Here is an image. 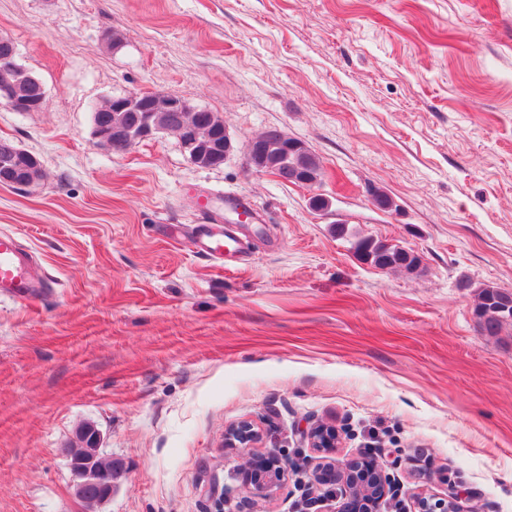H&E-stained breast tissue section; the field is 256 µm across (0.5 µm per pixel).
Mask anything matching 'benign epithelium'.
Listing matches in <instances>:
<instances>
[{
    "mask_svg": "<svg viewBox=\"0 0 512 512\" xmlns=\"http://www.w3.org/2000/svg\"><path fill=\"white\" fill-rule=\"evenodd\" d=\"M15 46L3 42L0 50V71L5 76L23 70L17 65ZM12 87L5 82L0 85V100L15 112H34L44 100L43 88L36 85L35 92L24 98L11 95ZM112 110L124 112L136 105L147 112V117L139 131L114 130L108 126L98 125L94 129L96 143L110 151L124 152L136 143L165 132L164 125L169 112H185L194 115L200 108L187 99L174 94L128 93L114 96L109 102ZM183 139L181 144L194 158L213 161L215 155L209 153L202 145L201 130L188 122L181 128ZM4 152L17 153L24 162L17 166H6L0 169V185L27 187L34 184L33 169L38 167V159L27 150L17 145H4ZM247 168L255 173L277 172V166L269 158V150L265 146V138L259 134L250 139L244 149ZM258 439V433L249 422H243L231 429L224 436L226 448H249ZM309 447L317 451H330L339 442L338 430L326 423L312 425L306 431ZM79 444L63 449L68 466L76 479V492L80 495L92 490L96 500H107L114 490L116 481L124 472L121 461L109 460V468L100 470L94 461L83 452L85 448L97 447L100 435L92 426L84 427L78 434ZM288 461L275 454L266 456H250L243 462L244 482L247 486L261 494L272 492L281 480ZM315 485L340 484V495L343 502L339 512H353L355 505L365 499L381 502L392 489L390 478L384 474L383 465L371 458L362 456L348 462L344 468H327L312 474ZM417 512H461L459 495L451 492L446 497H419L416 499Z\"/></svg>",
    "mask_w": 512,
    "mask_h": 512,
    "instance_id": "benign-epithelium-1",
    "label": "benign epithelium"
}]
</instances>
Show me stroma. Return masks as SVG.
Wrapping results in <instances>:
<instances>
[{"label": "stroma", "instance_id": "stroma-1", "mask_svg": "<svg viewBox=\"0 0 512 512\" xmlns=\"http://www.w3.org/2000/svg\"><path fill=\"white\" fill-rule=\"evenodd\" d=\"M0 37L46 91L0 106L43 171L0 185V232L52 281L0 299V512H211L212 489L224 512H338L306 504L310 476L365 454L398 512L452 488L512 512V326L474 320L479 286L512 290V0H0ZM127 92L217 112L239 145L280 128L320 175L286 185L239 151L202 168L169 132L98 146L94 108ZM202 195L250 203L224 213L245 257L196 251ZM359 236L418 271L359 263ZM243 421L291 462L267 499L224 445ZM318 422L331 456L303 436ZM83 424L126 466L94 506L62 454ZM306 439L310 448L317 451H331L333 448H337L339 433L332 425L317 423L306 431Z\"/></svg>", "mask_w": 512, "mask_h": 512}]
</instances>
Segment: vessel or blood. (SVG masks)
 I'll return each instance as SVG.
<instances>
[{"label": "vessel or blood", "instance_id": "vessel-or-blood-1", "mask_svg": "<svg viewBox=\"0 0 512 512\" xmlns=\"http://www.w3.org/2000/svg\"><path fill=\"white\" fill-rule=\"evenodd\" d=\"M198 249L216 261L240 254L243 246L233 233H202ZM48 283L32 252L11 232H0V296L25 301L46 292Z\"/></svg>", "mask_w": 512, "mask_h": 512}]
</instances>
